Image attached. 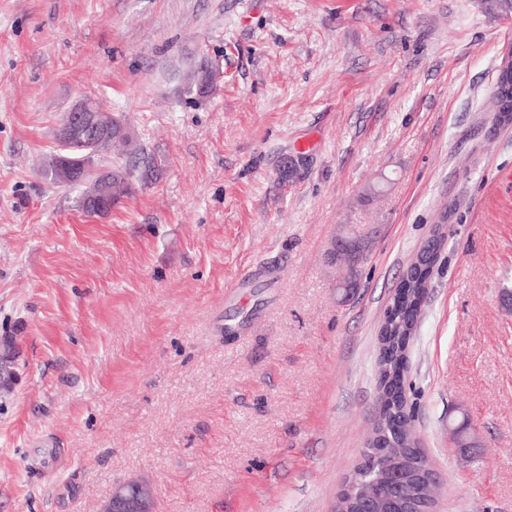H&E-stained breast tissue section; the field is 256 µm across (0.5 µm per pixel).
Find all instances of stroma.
<instances>
[{
	"instance_id": "obj_1",
	"label": "stroma",
	"mask_w": 512,
	"mask_h": 512,
	"mask_svg": "<svg viewBox=\"0 0 512 512\" xmlns=\"http://www.w3.org/2000/svg\"><path fill=\"white\" fill-rule=\"evenodd\" d=\"M510 42L483 0H0V512H96L132 476L155 512H334L434 237L406 372L434 510L512 512ZM81 98L155 166L105 216L40 172ZM506 76H510L512 79V44L507 45L503 51L496 80L495 90L500 100L497 101L493 112H497L495 113L496 117L503 122H509L512 117V100L503 96L505 93L509 94V86L505 87L502 82ZM426 247L420 250L415 259L411 262L409 269L414 266H420V263L425 260ZM427 270H431L432 266H428ZM425 271L418 267H413L407 271L403 277L400 286L401 291L398 292L396 297H393L391 304H388L384 311L383 320L380 326V336H386V363L389 364L391 371L397 376L399 363L406 359L410 336L412 333V312L413 306L416 305L415 300L420 296L426 294L429 290L430 271ZM392 308V310H391ZM391 310V312H390ZM390 315L387 319L388 313Z\"/></svg>"
}]
</instances>
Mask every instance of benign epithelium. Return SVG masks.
Instances as JSON below:
<instances>
[{"instance_id":"obj_1","label":"benign epithelium","mask_w":512,"mask_h":512,"mask_svg":"<svg viewBox=\"0 0 512 512\" xmlns=\"http://www.w3.org/2000/svg\"><path fill=\"white\" fill-rule=\"evenodd\" d=\"M506 76L512 77V44L503 51L498 68L496 92L499 100L495 106L496 117L503 122L512 119V100L505 97L508 88L503 85ZM120 120L114 114L93 102L82 99L69 111L62 114L56 129L55 139L62 152L50 157L47 176L61 185L73 186L82 183L90 175L103 185L108 184L111 171L95 168L96 153L112 147V140ZM81 141L90 148L81 159L76 160L66 153L70 144ZM86 205L96 214L112 210L110 196L106 193L86 197ZM155 485L141 477H131L114 487L112 494L103 500L98 512H155Z\"/></svg>"}]
</instances>
